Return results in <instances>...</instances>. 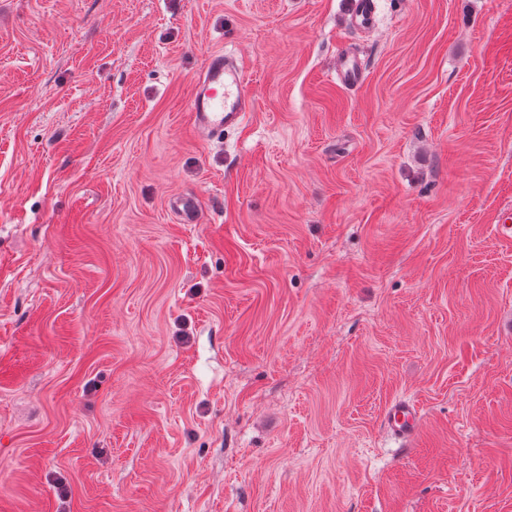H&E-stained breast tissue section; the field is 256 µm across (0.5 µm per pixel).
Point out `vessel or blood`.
Masks as SVG:
<instances>
[{
	"label": "vessel or blood",
	"mask_w": 512,
	"mask_h": 512,
	"mask_svg": "<svg viewBox=\"0 0 512 512\" xmlns=\"http://www.w3.org/2000/svg\"><path fill=\"white\" fill-rule=\"evenodd\" d=\"M363 75V64L356 56L338 52L336 76L343 84H359ZM251 106L244 68L223 53L209 54L190 102L194 125L201 136L218 137L224 130L241 125ZM382 425L386 432L402 440L404 446H413L419 433L420 411L409 400H395L386 407Z\"/></svg>",
	"instance_id": "b4317fda"
}]
</instances>
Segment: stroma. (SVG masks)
<instances>
[{
  "label": "stroma",
  "mask_w": 512,
  "mask_h": 512,
  "mask_svg": "<svg viewBox=\"0 0 512 512\" xmlns=\"http://www.w3.org/2000/svg\"><path fill=\"white\" fill-rule=\"evenodd\" d=\"M349 2L0 0V512H512V0ZM364 75L363 63L354 55L340 51L336 58V76L346 85H357ZM252 106L244 68L222 52L209 54L190 102L194 126L204 138L241 125ZM382 425L386 432L403 441L401 446L412 447L419 433L420 411L415 403L397 399L384 410Z\"/></svg>",
  "instance_id": "35a3bbf8"
}]
</instances>
